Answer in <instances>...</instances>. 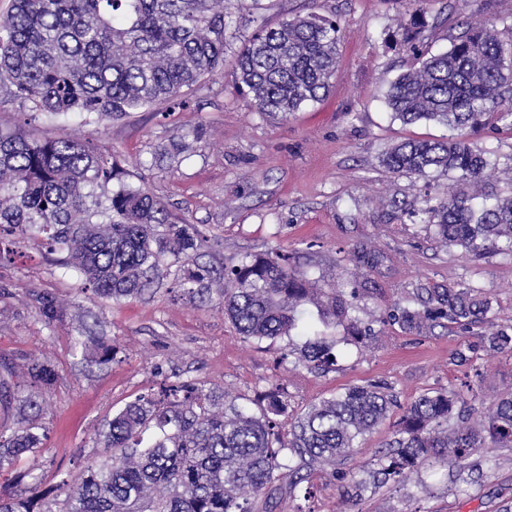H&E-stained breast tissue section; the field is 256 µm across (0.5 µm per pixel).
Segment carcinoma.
I'll list each match as a JSON object with an SVG mask.
<instances>
[{
    "mask_svg": "<svg viewBox=\"0 0 512 512\" xmlns=\"http://www.w3.org/2000/svg\"><path fill=\"white\" fill-rule=\"evenodd\" d=\"M419 2L409 0L406 19L390 36L416 55L423 54L429 27ZM229 27L224 0H12L0 21V104L17 101L54 122L77 114L87 124L184 106L193 88L223 72ZM341 37L336 19L317 14L261 26L236 54L235 80L257 112L285 118L329 91ZM511 92L512 40H502L484 21L466 25L447 51L420 59L386 93L394 118L434 121L451 131L445 140L400 142L383 151L380 162L398 175H451L448 191L425 201L421 222L464 258L490 250L512 255V196L479 190L498 160L470 138L485 126L512 128ZM17 237L59 255L57 262L77 272L83 290L98 298L136 299L170 277L186 297L215 293L240 335L257 342L286 339L283 356L315 372L336 366V340L317 335L300 346L289 343L307 307L315 308L322 326L343 327L344 341L361 345L367 338L353 312L370 289L315 288L294 265L293 253L283 250L246 253L215 273L195 261L207 243L199 227L125 180L90 141L0 130V263L11 258L9 243ZM388 261L380 250L358 251L367 274L381 272ZM28 299L48 326L65 314L52 293L32 289ZM379 323L420 336L437 326L481 325L487 352L512 348V323L495 319L492 297L461 282L421 286ZM72 347L99 367L117 355L103 329L82 322ZM14 377L0 359V412L11 416L0 424V473H11L12 484L0 486V512H277L302 470L347 460L397 403L384 384L352 386L310 405L285 438L278 422L288 411L283 386L267 392L252 412L220 390L165 381L106 420L98 433L104 452L77 480L55 489L43 487L35 469L16 464L46 450L38 389L53 384L57 372L34 359L25 382ZM457 403L450 388L404 408L373 477L404 482L437 456L462 470L488 441L512 447V392L477 420L471 411L456 410ZM454 417L459 424L450 428ZM285 470L294 477L286 486ZM57 489L65 498L54 510Z\"/></svg>",
    "mask_w": 512,
    "mask_h": 512,
    "instance_id": "1",
    "label": "carcinoma"
}]
</instances>
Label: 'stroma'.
I'll return each instance as SVG.
<instances>
[{"label": "stroma", "instance_id": "1", "mask_svg": "<svg viewBox=\"0 0 512 512\" xmlns=\"http://www.w3.org/2000/svg\"><path fill=\"white\" fill-rule=\"evenodd\" d=\"M226 5L243 16L240 35L230 41L222 74L204 81L187 106L90 125L77 118L63 126L38 119L28 130L37 137L65 133L97 144L129 181L147 188L175 217L199 225L208 237L200 258L207 266L220 269L241 254L281 248L296 252L310 277L349 288L364 283L356 274L359 247L386 251L390 265L358 310L374 336L362 349L339 344L335 369L314 373L283 359V341L240 336L217 302L193 303L164 288L130 301L100 299L83 291L75 271L52 264L33 243L19 242L13 261L0 264V356L20 373L33 357L58 371L54 386L42 393L47 449L22 461L36 469L44 486L77 474L95 456V435L105 420L167 379L199 381L249 407L258 393L284 385V432L310 404L369 382L387 384L403 407L422 394L464 383L466 407L484 413L512 390V349L490 355L472 331L438 327L419 336L378 321L419 285L460 281L491 293L498 321H512V258L494 252L479 260L461 258L413 215L425 193L443 191L448 178L439 175L427 183L392 174L379 163L380 153L392 145L448 135L434 122L392 119L384 103L390 82L415 63L410 53L385 41L406 9L404 0H259L243 12L237 0ZM426 8L433 25L428 53L447 50L449 28L475 19L492 21L503 40L512 39V0H428ZM308 13L341 22L330 95L283 120L255 112L233 75L241 37L257 25L273 28ZM192 127L203 136L181 164L173 168L159 161L158 153ZM475 141L499 158L486 190L511 195L512 128L482 130ZM32 288L55 293L66 308L64 318L44 326L26 300ZM81 316L104 321L116 341L118 354L108 366L90 367L74 355L71 337ZM395 424L388 418L362 440L344 473L313 468L307 479L311 493L296 489L284 512H512V448L491 444L471 457L465 471L433 459L406 482L356 491L354 479L375 470Z\"/></svg>", "mask_w": 512, "mask_h": 512}]
</instances>
